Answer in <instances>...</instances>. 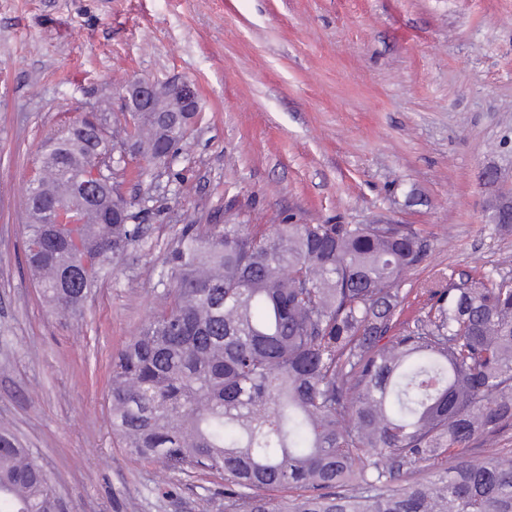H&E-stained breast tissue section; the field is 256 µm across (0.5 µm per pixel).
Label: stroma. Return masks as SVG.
<instances>
[{
    "label": "stroma",
    "instance_id": "stroma-1",
    "mask_svg": "<svg viewBox=\"0 0 512 512\" xmlns=\"http://www.w3.org/2000/svg\"><path fill=\"white\" fill-rule=\"evenodd\" d=\"M188 82L200 119L121 190L146 228L82 320L50 311L23 256L25 184L87 107L129 80ZM497 181H488V171ZM512 0H0V427L63 512H224V478L138 461L112 434L111 360L155 313L184 225L412 224L416 285L512 277Z\"/></svg>",
    "mask_w": 512,
    "mask_h": 512
}]
</instances>
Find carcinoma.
Returning <instances> with one entry per match:
<instances>
[{
	"instance_id": "cac0c4a2",
	"label": "carcinoma",
	"mask_w": 512,
	"mask_h": 512,
	"mask_svg": "<svg viewBox=\"0 0 512 512\" xmlns=\"http://www.w3.org/2000/svg\"><path fill=\"white\" fill-rule=\"evenodd\" d=\"M155 136L174 151L185 138L142 114L110 140L70 125L44 146L23 246L54 312L80 317L100 275L144 247L122 198L99 187L93 206L77 187L93 154ZM60 205L80 223H53ZM430 245L412 224L184 227L163 305L112 362L113 432L138 459L224 474V512H512L496 447L512 428V277L405 288ZM414 293L428 310L403 319ZM290 489L304 493L273 496ZM0 512H60L5 429Z\"/></svg>"
}]
</instances>
